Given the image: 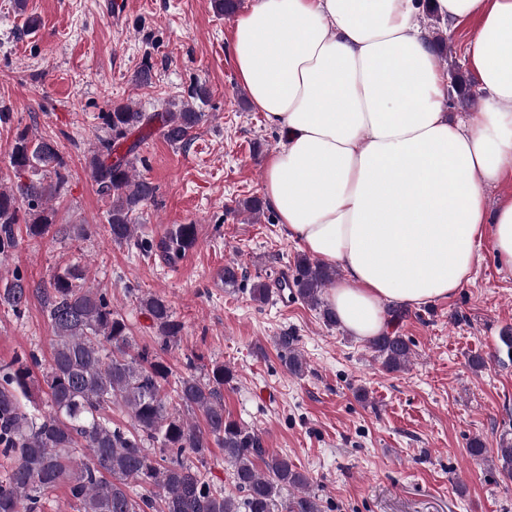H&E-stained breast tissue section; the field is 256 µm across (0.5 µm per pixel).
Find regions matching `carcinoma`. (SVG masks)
<instances>
[{"label": "carcinoma", "mask_w": 512, "mask_h": 512, "mask_svg": "<svg viewBox=\"0 0 512 512\" xmlns=\"http://www.w3.org/2000/svg\"><path fill=\"white\" fill-rule=\"evenodd\" d=\"M202 118L187 100L169 101L161 112L119 104L101 113L108 137L94 151L90 175L106 203L113 242L130 239L135 214L157 191L132 173L134 147L121 154V142L156 128L168 143L185 146ZM10 161L17 174L30 171L37 179L0 191L2 255L17 245L18 225L31 235L48 231L53 220L44 204L59 198L67 183L58 143L50 136L20 131ZM195 238V225L178 224L156 248L172 263ZM295 269L291 294L320 311L326 325H336L322 298L335 270L307 256ZM40 294L54 333L43 373L47 410L37 416L23 403L31 398L37 355L0 365V453L15 460L0 480V512H45L62 484L76 512H321L307 474L267 448L258 430L224 414V386L235 379L230 367L216 364L202 377H172L163 355L180 341L182 324L165 297L139 298L156 329L153 343L139 345L127 316L106 294L85 285L82 268L57 270ZM29 297L20 274L0 278L1 306L19 315ZM295 342L284 334L277 345L281 362L299 375L304 362ZM369 348L388 372L405 367L412 354L410 341L395 330L373 338ZM115 408L127 412L128 424L112 420ZM186 411L200 413L204 425L184 417ZM215 446L239 497L224 494L210 478ZM497 459L503 480L512 481V446L498 449ZM288 487L298 494L284 501L281 492Z\"/></svg>", "instance_id": "1"}]
</instances>
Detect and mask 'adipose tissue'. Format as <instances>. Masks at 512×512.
<instances>
[{
	"label": "adipose tissue",
	"instance_id": "adipose-tissue-1",
	"mask_svg": "<svg viewBox=\"0 0 512 512\" xmlns=\"http://www.w3.org/2000/svg\"><path fill=\"white\" fill-rule=\"evenodd\" d=\"M427 7L475 24L476 122L448 117ZM232 57L282 135L265 202L288 238L341 267L328 302L352 336L386 332V307L454 295L483 239L512 265V197L491 211L486 195L512 177V0H253Z\"/></svg>",
	"mask_w": 512,
	"mask_h": 512
}]
</instances>
